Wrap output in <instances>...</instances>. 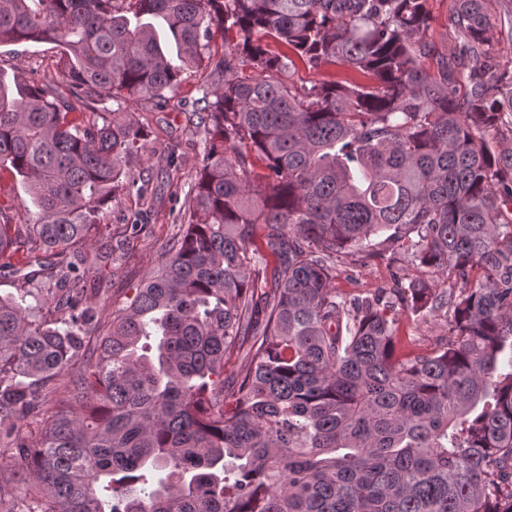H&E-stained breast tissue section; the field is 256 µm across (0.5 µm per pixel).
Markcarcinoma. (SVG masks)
Masks as SVG:
<instances>
[{
    "label": "carcinoma",
    "mask_w": 512,
    "mask_h": 512,
    "mask_svg": "<svg viewBox=\"0 0 512 512\" xmlns=\"http://www.w3.org/2000/svg\"><path fill=\"white\" fill-rule=\"evenodd\" d=\"M425 2L0 0V46L56 45L75 103L117 105L87 125L0 77V172L37 209L0 223V267L30 244L14 272L47 295L0 296V512H512V147L484 138L512 69L490 0H451L441 51ZM296 58L369 83L299 87ZM199 67L187 221L102 333L113 246L70 247L147 192L122 102ZM352 251L419 274L341 293ZM403 315L450 335L403 353ZM511 20L507 21V17H504V24L502 27L498 26L493 31V41L496 45V48L499 49L500 52V61L502 64L507 65L511 68L512 61V37H511V27H512V15ZM142 201L135 194H121L112 199L98 213L96 224H112V244L122 239L121 232L123 225L126 224L128 216H131L139 208L142 207Z\"/></svg>",
    "instance_id": "carcinoma-1"
}]
</instances>
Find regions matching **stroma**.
Masks as SVG:
<instances>
[{"label": "stroma", "mask_w": 512, "mask_h": 512, "mask_svg": "<svg viewBox=\"0 0 512 512\" xmlns=\"http://www.w3.org/2000/svg\"><path fill=\"white\" fill-rule=\"evenodd\" d=\"M60 51L50 43H20L0 47V76L5 80L22 77L36 81L43 76L55 77V89L62 99H70L69 86L57 79ZM209 71H190L172 89L166 90L163 101L143 102L127 99L124 107L148 130L146 149L134 165V171L144 179L156 196L148 209L145 225L138 236L126 245L128 257L110 267L112 286L97 304L100 320H109L112 312L125 301L128 290L162 260V251L176 233L184 215L182 204L194 183L202 158L201 142L187 126V117L204 89L214 87ZM174 142L179 146L182 161L170 167L165 161L164 148ZM34 205L20 180L9 172L0 173V210L10 223L24 224ZM412 265L401 263L387 266L382 261H369L351 253L344 257L336 272L338 291L349 295H366L380 288L392 287L395 279L415 275ZM449 323L442 318L401 320L399 334L409 349L430 352L438 338L448 335Z\"/></svg>", "instance_id": "obj_1"}]
</instances>
